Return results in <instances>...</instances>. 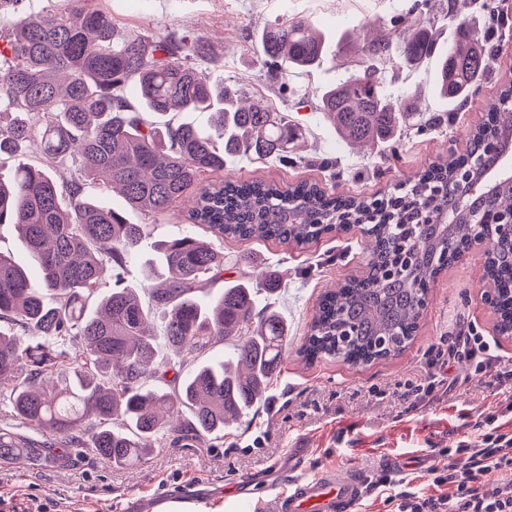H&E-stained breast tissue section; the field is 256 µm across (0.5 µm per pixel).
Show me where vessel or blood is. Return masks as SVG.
Here are the masks:
<instances>
[{
	"instance_id": "obj_1",
	"label": "vessel or blood",
	"mask_w": 512,
	"mask_h": 512,
	"mask_svg": "<svg viewBox=\"0 0 512 512\" xmlns=\"http://www.w3.org/2000/svg\"><path fill=\"white\" fill-rule=\"evenodd\" d=\"M367 484L364 469L331 465L311 472L291 459L277 494V512H357Z\"/></svg>"
}]
</instances>
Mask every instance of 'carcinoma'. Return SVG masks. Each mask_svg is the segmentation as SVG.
<instances>
[{"mask_svg": "<svg viewBox=\"0 0 512 512\" xmlns=\"http://www.w3.org/2000/svg\"><path fill=\"white\" fill-rule=\"evenodd\" d=\"M68 0L64 14L0 29V162L19 156L32 128L26 116L45 119L41 156L17 167L14 182H0V225L12 224L37 261L40 282L0 254V401L25 424L61 438L36 445L0 430V464L62 458L87 451L115 466H132L165 445L167 436L224 432L262 401L277 372L288 337L274 310L257 313L256 294L278 286L261 273L253 282L232 281L204 302L200 283L224 276V254L200 242L194 229L216 240H278L304 245L336 225L367 224L372 260L319 301L299 353L307 360L339 358L369 364L388 358L387 347L405 349L416 336L426 285L439 275L448 244L471 235V214L512 212V179H498L493 195L471 196L459 223L420 222V207L440 209L449 185L468 157L421 172L403 194L368 203L326 194L316 184L279 186L265 181L209 182L237 156L288 157L301 137L288 114L245 87L212 84L196 61L211 52L205 37L172 29L147 38L120 27L112 16ZM454 37L437 55L438 19L403 39L401 57L389 41H371L367 64L319 96L320 119L354 145H382L422 121L421 97L393 100L387 76L435 56L434 91L440 100L464 104L491 72L498 34L476 27L448 0ZM327 36L306 20L273 23L260 37L264 63L274 79L322 63ZM136 88L138 104L125 95ZM212 110L209 131L174 123V112ZM489 123L474 131L472 150L482 165L496 166L506 145L499 131L512 128V107L490 103ZM75 159L88 182L103 180L129 208L165 214L178 200L192 202L190 229L152 247L150 305L125 285L127 263L150 238L149 225L131 224L125 213L84 194L79 182L60 183L57 163ZM486 270L500 291L502 315L512 314V240L497 242ZM95 300L91 314L87 302ZM164 321V336L177 358L156 360L150 314ZM234 341L224 359L184 368L218 343ZM172 380H167L168 374ZM191 419L179 418L180 408Z\"/></svg>", "mask_w": 512, "mask_h": 512, "instance_id": "cac0c4a2", "label": "carcinoma"}]
</instances>
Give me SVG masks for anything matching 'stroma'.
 I'll list each match as a JSON object with an SVG mask.
<instances>
[{"instance_id": "1", "label": "stroma", "mask_w": 512, "mask_h": 512, "mask_svg": "<svg viewBox=\"0 0 512 512\" xmlns=\"http://www.w3.org/2000/svg\"><path fill=\"white\" fill-rule=\"evenodd\" d=\"M117 23L159 36L171 29L206 37L211 56L200 67L215 84L242 85L275 108L288 112L304 131L289 160L232 157L224 177L265 180L280 185L307 181L327 193L372 201L405 191L429 166L462 153L465 136L479 124L487 106L512 83V0H492V10L465 6L478 26L496 25L503 50L493 71L480 81L467 103L440 125H425L379 147H355L337 138L317 116L318 96L352 74L345 58L328 53L319 67L272 80L260 58L257 39L277 20L305 18L328 35L365 25L366 35L390 33V55H397L398 33L414 29L420 0H93ZM436 66L403 71L386 83L395 98L424 95L431 114L444 105L432 88ZM225 278L263 270L278 277L275 292L257 296L255 309H273L288 320V343L268 392L246 417L231 423L220 439H182L157 449L142 463L116 467L93 455L68 462L47 460L33 466L0 467V497L25 502L36 498L50 512H145L146 495H178L186 481L206 483L194 512H240V498L256 512H274L271 488L287 462L288 448L310 451V466L356 463L380 472L386 460L397 464L391 477L403 488L432 493V449L478 443L480 413L502 415L512 424V380L501 382L495 367L478 371L462 359L449 368L457 384L428 401L406 396L408 384L423 374L440 337L464 324L472 335L494 342L497 354L512 357V344L495 340L491 311L478 293L483 259L470 253L431 283L428 304L413 341L399 354L368 365L325 358L313 362L298 349L319 298L345 279L363 275L371 251L363 234L339 231L299 247L279 241L219 245ZM249 255L250 264L240 263Z\"/></svg>"}]
</instances>
